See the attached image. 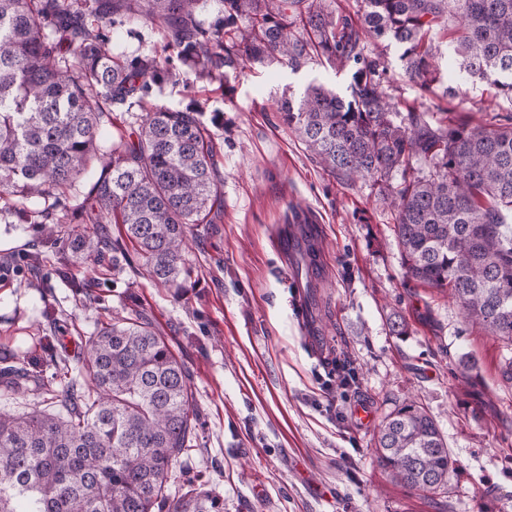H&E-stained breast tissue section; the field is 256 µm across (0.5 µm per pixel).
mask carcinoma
Here are the masks:
<instances>
[{"label": "carcinoma", "mask_w": 512, "mask_h": 512, "mask_svg": "<svg viewBox=\"0 0 512 512\" xmlns=\"http://www.w3.org/2000/svg\"><path fill=\"white\" fill-rule=\"evenodd\" d=\"M205 26L201 0H0V198L29 224H121L158 284H177L193 228L224 207L215 152L193 99L183 110L153 103L137 127L106 149L98 127L112 106L142 104L176 76L173 58L206 81L265 59L293 70L325 60L350 70L349 95L308 87L283 101L280 118L298 132L330 176L369 184L395 212L406 277L448 293L464 320L512 350V116L483 124L448 111L433 32L456 19L455 64L512 100V0H358L338 14L330 0H221ZM131 13L167 31L175 55L112 54L111 37L89 16ZM402 50L405 75L429 102L401 105L389 93L382 55ZM99 170L81 202L28 207ZM72 255L88 260L122 245L99 230L73 231ZM50 380L16 368L3 391L59 406L0 414V512H223L200 491L171 503L165 488L191 442L189 374L168 339L137 315L112 321L86 341L74 376L56 358ZM397 483L436 492L453 459L436 419L414 400L387 414L375 443Z\"/></svg>", "instance_id": "carcinoma-1"}]
</instances>
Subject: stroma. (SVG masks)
Segmentation results:
<instances>
[{
  "mask_svg": "<svg viewBox=\"0 0 512 512\" xmlns=\"http://www.w3.org/2000/svg\"><path fill=\"white\" fill-rule=\"evenodd\" d=\"M110 31L113 52L129 58L167 41L163 29L122 16ZM177 70L178 82L154 97L172 109L204 102L224 193L221 213L189 238L185 274L166 288L127 265L116 272L107 249L91 286L71 288L85 265L67 249L70 225L47 234L0 199V266H9L0 269V367L47 376L61 352L80 367L100 325L139 314L185 363L197 413L168 500L209 490L224 512H512V382L501 374V341L465 323L446 295L406 278L391 210L367 184L327 175L280 119V103L309 85L347 95L349 73L319 60L296 70L250 64L221 90ZM297 209L319 230L313 321L354 372L344 390L333 362L310 357L288 305V266L271 245ZM393 315L408 335L391 334ZM464 354L478 361L475 397L462 382ZM408 398L448 443L449 494L409 489L376 461L379 421ZM362 401L374 425L354 423Z\"/></svg>",
  "mask_w": 512,
  "mask_h": 512,
  "instance_id": "1",
  "label": "stroma"
}]
</instances>
